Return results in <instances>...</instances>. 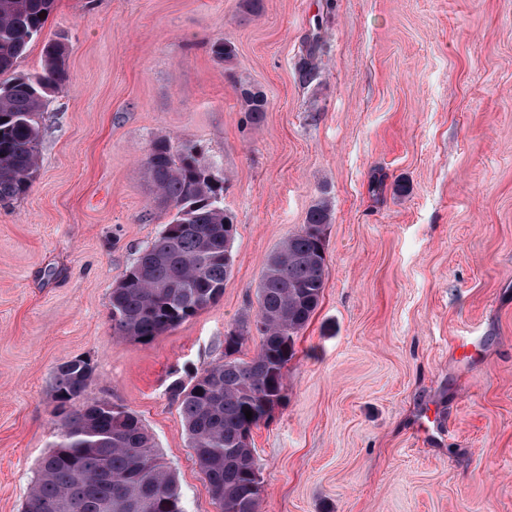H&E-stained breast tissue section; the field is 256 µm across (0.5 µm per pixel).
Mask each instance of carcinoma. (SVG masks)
<instances>
[{"label":"carcinoma","instance_id":"1","mask_svg":"<svg viewBox=\"0 0 512 512\" xmlns=\"http://www.w3.org/2000/svg\"><path fill=\"white\" fill-rule=\"evenodd\" d=\"M54 0H0V205L26 195L39 166V114L69 81L66 46L49 39L38 75L17 71L30 42L43 31ZM315 33L307 38L301 79L313 80ZM212 56L228 61L231 43H212ZM250 121L264 118L267 100L241 90ZM143 174L169 220L112 289V329L125 339L149 344L214 304L231 269L234 224L224 211V177L217 163L195 145L167 137L151 141ZM327 198L310 208L306 224L268 255L257 286L255 316L227 332L224 357L194 376L175 382L189 447L221 512H257L260 467L252 429L268 420L284 398L285 369L295 355V337L316 310L325 288ZM261 338L249 359L236 357L252 332ZM94 373L76 358L54 373L56 440L39 463L22 512H185L173 470L132 411L88 397ZM252 412V418L245 411Z\"/></svg>","mask_w":512,"mask_h":512}]
</instances>
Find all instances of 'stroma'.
Segmentation results:
<instances>
[{"label":"stroma","mask_w":512,"mask_h":512,"mask_svg":"<svg viewBox=\"0 0 512 512\" xmlns=\"http://www.w3.org/2000/svg\"><path fill=\"white\" fill-rule=\"evenodd\" d=\"M262 3L55 0L21 57L41 73L59 36L70 79L28 193L0 206V512H22L74 358L90 398L153 435L186 512H220L168 386L223 357L266 257L322 196L323 296L252 431L258 512H512V0ZM160 136L219 163L236 234L220 299L141 344L114 337L109 299L168 220L139 170ZM320 19L315 20L314 32L310 37L307 38L306 45V56L301 67V79L303 82L308 83L313 80L315 70L317 69V54L322 50V42L318 31L320 30ZM241 96L250 121L253 124L260 123L264 118L267 108V100L264 95L260 91L243 88Z\"/></svg>","instance_id":"1"}]
</instances>
